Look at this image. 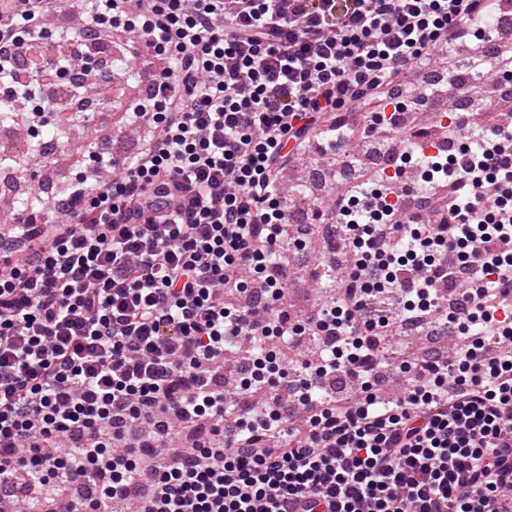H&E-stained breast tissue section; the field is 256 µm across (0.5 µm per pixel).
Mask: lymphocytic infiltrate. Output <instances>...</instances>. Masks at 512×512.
I'll return each mask as SVG.
<instances>
[{
	"instance_id": "1",
	"label": "lymphocytic infiltrate",
	"mask_w": 512,
	"mask_h": 512,
	"mask_svg": "<svg viewBox=\"0 0 512 512\" xmlns=\"http://www.w3.org/2000/svg\"><path fill=\"white\" fill-rule=\"evenodd\" d=\"M150 61L127 118L155 134L74 183L62 224L0 231V488L49 512H512V128L479 125L512 85L481 27L490 0H81ZM61 0H0V85L34 142L58 72L34 47ZM477 41L488 90L448 115L451 157L418 145L348 183L326 232L349 253L331 302L288 309L284 160L323 118ZM419 316L451 356L384 346ZM317 341L288 367L284 344ZM227 368L232 392L214 382Z\"/></svg>"
}]
</instances>
